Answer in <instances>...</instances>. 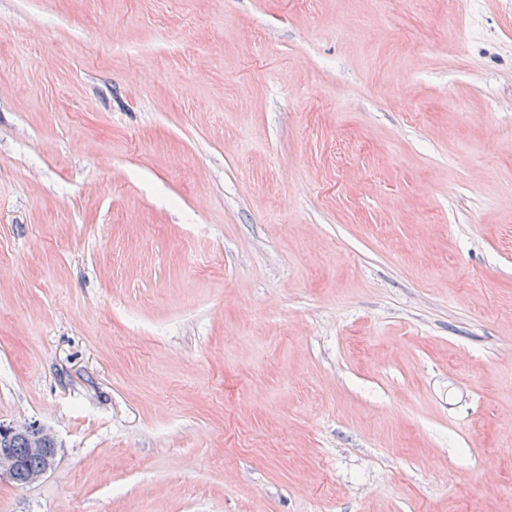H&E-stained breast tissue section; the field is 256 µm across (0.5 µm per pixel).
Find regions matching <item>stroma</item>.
I'll list each match as a JSON object with an SVG mask.
<instances>
[{"label": "stroma", "instance_id": "1", "mask_svg": "<svg viewBox=\"0 0 512 512\" xmlns=\"http://www.w3.org/2000/svg\"><path fill=\"white\" fill-rule=\"evenodd\" d=\"M0 512H512V0H0ZM27 428L28 425L26 424L1 425V430L5 435L9 433V430L16 432L18 430H26ZM41 431L47 438L54 440L50 430L42 427ZM49 439L44 438L39 440L34 431H25L24 433L16 432L6 436L9 447L3 448L4 445L1 442L0 478L6 477L11 480L13 477L14 470L17 467V461L9 449L12 448L14 455L20 461V466L12 481L18 485H26L30 483V480L31 482L41 480L53 468L55 462L56 448ZM31 448L35 451H39V453L32 451ZM44 450L48 452L47 461L45 459L46 454L40 453ZM45 461L46 465L42 471L32 475L44 466Z\"/></svg>", "mask_w": 512, "mask_h": 512}]
</instances>
